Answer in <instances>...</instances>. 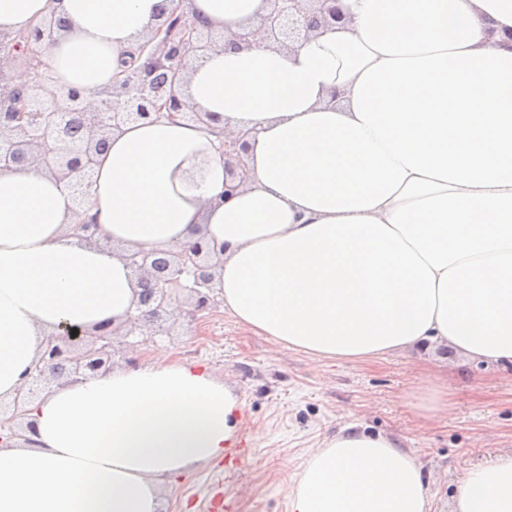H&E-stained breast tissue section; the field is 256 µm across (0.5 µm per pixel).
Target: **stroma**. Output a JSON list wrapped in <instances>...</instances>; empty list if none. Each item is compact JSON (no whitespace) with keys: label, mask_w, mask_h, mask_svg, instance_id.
I'll list each match as a JSON object with an SVG mask.
<instances>
[{"label":"stroma","mask_w":512,"mask_h":512,"mask_svg":"<svg viewBox=\"0 0 512 512\" xmlns=\"http://www.w3.org/2000/svg\"><path fill=\"white\" fill-rule=\"evenodd\" d=\"M147 343L137 349V362L150 349H165L206 366L233 390L242 403L236 436L252 456L230 478L223 463L175 477L165 488L167 512H183L186 503L194 512H222L228 491L240 512H287L290 475L309 450L350 422L370 434L405 438L423 466L434 512H450L471 463L512 448V367L488 368L439 349L395 352L371 363L316 360L243 329L221 309L196 329L174 319L170 335ZM433 373L456 409L423 427L406 401Z\"/></svg>","instance_id":"obj_1"}]
</instances>
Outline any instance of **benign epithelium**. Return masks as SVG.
Segmentation results:
<instances>
[{"instance_id": "7a95c632", "label": "benign epithelium", "mask_w": 512, "mask_h": 512, "mask_svg": "<svg viewBox=\"0 0 512 512\" xmlns=\"http://www.w3.org/2000/svg\"><path fill=\"white\" fill-rule=\"evenodd\" d=\"M268 11L256 22L231 33L227 43L238 48L252 43L260 35L271 45L291 48L308 41L319 31L352 19L344 0H269ZM66 25L51 18L28 31L26 45L0 34V60L16 59L21 51L22 66L28 81L14 83L7 67L0 64V171L34 164L60 180L76 181L89 177L96 157L101 154L113 132L128 122L166 118L202 122L199 112L184 111L173 86L181 77L190 58L218 45L210 29L192 22L189 16L175 11L161 15L153 34L137 50L142 62L124 70L112 88L101 93L98 103L86 106L80 95L65 87L50 89L45 84L41 48L56 42ZM79 113L82 129L79 136L70 133L71 116ZM225 168L238 185L229 186V198L248 180L244 155L248 150L246 135L226 137L222 142ZM215 248L203 239L176 245L168 250L129 251L127 264L138 276L135 313L121 322H106L92 330L63 325L59 332L45 338L31 372L28 386L20 389L14 404L35 396L43 383L78 380L96 376L114 367L123 356L114 337L129 338L143 328L163 330L165 316L181 299L184 318L198 324L223 305V298L213 286ZM0 444L6 445L21 436L20 414L4 417L0 410Z\"/></svg>"}]
</instances>
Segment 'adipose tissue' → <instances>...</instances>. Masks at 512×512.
Returning <instances> with one entry per match:
<instances>
[{
  "label": "adipose tissue",
  "instance_id": "adipose-tissue-1",
  "mask_svg": "<svg viewBox=\"0 0 512 512\" xmlns=\"http://www.w3.org/2000/svg\"><path fill=\"white\" fill-rule=\"evenodd\" d=\"M352 21L294 49L220 46L175 84L216 127L114 132L76 206L69 181L0 171V404L45 336L125 317L137 280L116 246L223 247L235 322L318 360L441 347L512 365V0H346ZM178 0H0V30L68 26L43 52L54 85L96 102ZM267 0H190L232 33ZM246 134L249 182L225 198L220 134ZM96 241L74 237L82 213ZM240 404L206 367L156 353L54 386L0 447V512H162L167 482L217 464ZM288 512H433L401 437L358 424L307 454ZM451 512H512V449L471 464Z\"/></svg>",
  "mask_w": 512,
  "mask_h": 512
}]
</instances>
